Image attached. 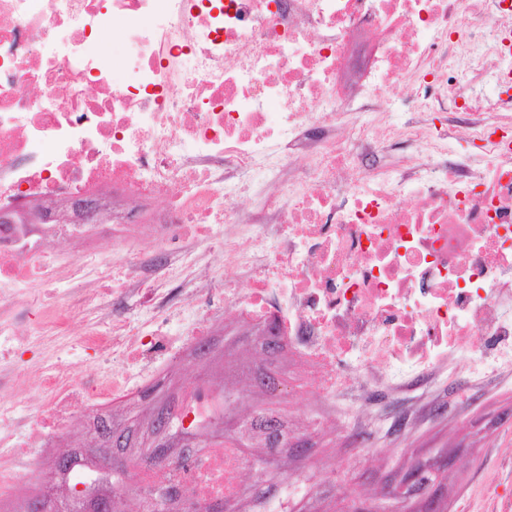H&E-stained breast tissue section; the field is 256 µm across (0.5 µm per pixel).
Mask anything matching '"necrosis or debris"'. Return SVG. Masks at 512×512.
I'll use <instances>...</instances> for the list:
<instances>
[{"mask_svg":"<svg viewBox=\"0 0 512 512\" xmlns=\"http://www.w3.org/2000/svg\"><path fill=\"white\" fill-rule=\"evenodd\" d=\"M40 203L96 212L0 224V501L173 322L193 350L226 317L277 341L326 405L511 373L512 0H0V211ZM37 314L98 362L41 363L33 411ZM223 413L207 380L173 408L189 435ZM252 466L223 441L131 481L232 503Z\"/></svg>","mask_w":512,"mask_h":512,"instance_id":"4bbe7bcc","label":"necrosis or debris"}]
</instances>
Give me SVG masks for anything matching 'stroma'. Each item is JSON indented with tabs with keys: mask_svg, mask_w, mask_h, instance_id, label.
I'll use <instances>...</instances> for the list:
<instances>
[{
	"mask_svg": "<svg viewBox=\"0 0 512 512\" xmlns=\"http://www.w3.org/2000/svg\"><path fill=\"white\" fill-rule=\"evenodd\" d=\"M236 329L231 321L217 329L218 346L203 360L193 359L180 337H173L170 354L161 362L157 393L185 394L197 370L209 381L243 392L238 407L227 414L229 422L246 418L258 404L287 419L288 445L264 463L261 474L251 475L252 495L274 499L288 475L293 484H314L311 491L296 496L306 512H345L356 501L386 506L394 476L435 458L450 461L443 480L433 486L447 498L448 512H488L483 488L489 483L512 492V468L501 456L502 449L512 448V387L499 385L494 376L477 382L463 372L454 382H441L433 391L439 411L406 426L397 425V409L391 406L382 417L363 423L357 410H349L344 427L335 430L317 422L326 411L322 403L295 398L302 373L293 357L283 356L276 364L284 385L275 396L253 389L252 369L262 357L252 342L237 336ZM91 426V419L75 416L45 448L40 469L24 480L23 494L0 502V512H22L28 498L50 485L55 458L90 443ZM361 444L379 451L380 459L353 455V448ZM333 458L343 467L332 476L323 472L322 464Z\"/></svg>",
	"mask_w": 512,
	"mask_h": 512,
	"instance_id": "35a3bbf8",
	"label": "stroma"
}]
</instances>
